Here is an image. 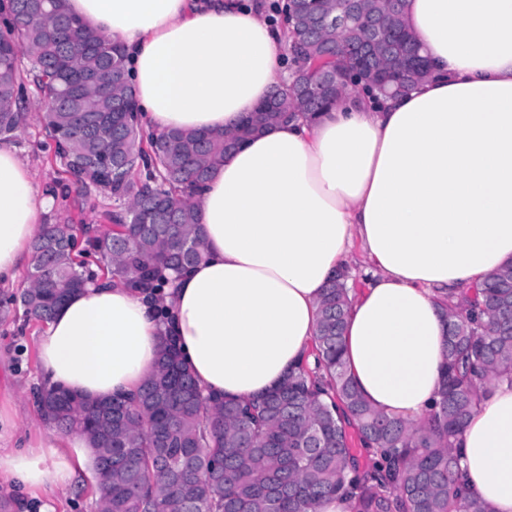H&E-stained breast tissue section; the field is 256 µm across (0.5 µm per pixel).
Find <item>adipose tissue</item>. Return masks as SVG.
I'll use <instances>...</instances> for the list:
<instances>
[{"instance_id": "obj_1", "label": "adipose tissue", "mask_w": 512, "mask_h": 512, "mask_svg": "<svg viewBox=\"0 0 512 512\" xmlns=\"http://www.w3.org/2000/svg\"><path fill=\"white\" fill-rule=\"evenodd\" d=\"M121 45L153 133L223 131L281 82L286 39L258 0H68ZM430 63L413 90H347L311 124L288 120L218 163L195 195L203 257L163 296L87 286L37 341L46 386L97 399L134 394L162 337L203 394L247 399L278 386L317 334L329 278L360 245L371 268L353 298L343 360L361 396L410 423L438 398L457 298L512 262V0H406ZM54 204L0 142V283L32 259ZM460 481L512 512V383L492 385L455 442ZM91 456L79 432L0 450V479L27 497L70 486Z\"/></svg>"}]
</instances>
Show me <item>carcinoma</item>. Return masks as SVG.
Instances as JSON below:
<instances>
[{"label": "carcinoma", "mask_w": 512, "mask_h": 512, "mask_svg": "<svg viewBox=\"0 0 512 512\" xmlns=\"http://www.w3.org/2000/svg\"><path fill=\"white\" fill-rule=\"evenodd\" d=\"M0 16V139L25 119L26 84L56 145L55 157L84 192L117 204L103 214L88 245L103 253L106 274L135 289L162 290L167 273L199 262L203 243L192 200L224 159L226 146L297 112L316 108L295 91L281 111L263 110L232 130L143 134L123 50L74 16L67 0H9ZM336 15V0H299L298 43L312 13ZM30 68L19 66L20 58ZM85 233L46 223L32 242L33 266L20 295L28 316L48 322L95 274L82 270L68 242ZM348 275L337 271L320 300L313 352L316 367L299 366L278 387L240 401L204 397L180 354L165 338L155 373L132 401L103 402L40 387L44 421L88 435L97 486L110 489L103 512H316L344 496L351 512H488L462 497L454 441L488 385L512 382V263L470 295L469 309L441 305L448 324L439 400L415 425L374 409L357 392L342 360L349 306ZM383 454L359 470L346 426Z\"/></svg>", "instance_id": "carcinoma-1"}]
</instances>
